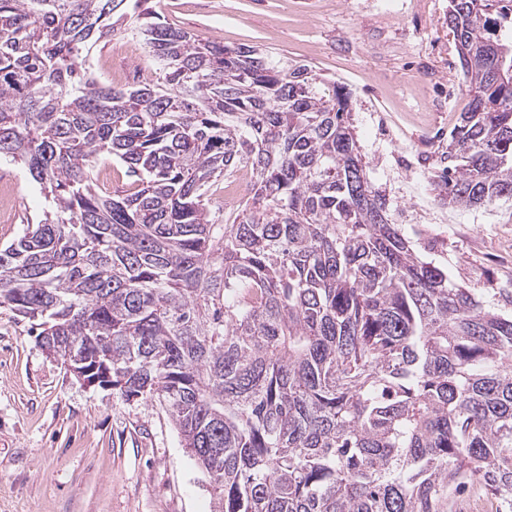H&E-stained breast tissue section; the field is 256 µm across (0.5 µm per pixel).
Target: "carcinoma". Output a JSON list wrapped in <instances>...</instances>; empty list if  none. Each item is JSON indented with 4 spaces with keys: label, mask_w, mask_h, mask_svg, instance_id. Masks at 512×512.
Returning a JSON list of instances; mask_svg holds the SVG:
<instances>
[{
    "label": "carcinoma",
    "mask_w": 512,
    "mask_h": 512,
    "mask_svg": "<svg viewBox=\"0 0 512 512\" xmlns=\"http://www.w3.org/2000/svg\"><path fill=\"white\" fill-rule=\"evenodd\" d=\"M448 27L466 104L434 183L484 206L512 197V0H449ZM129 29L159 77L117 88L83 62ZM351 113L336 81L148 0H0V158L50 201L0 248V306L87 384L163 403L213 512H447L473 482L512 507V314L390 222ZM228 179L224 177V179L218 181L213 189V195L211 196L212 216H215V222L218 224H224L225 218H232L241 209L239 206L235 210L228 209L225 211L224 200L227 206L240 199L242 193L247 190L249 186H251L253 181V174L249 170H242L234 185L229 187L230 194L226 195L224 198V187Z\"/></svg>",
    "instance_id": "1"
}]
</instances>
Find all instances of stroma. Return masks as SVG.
I'll use <instances>...</instances> for the list:
<instances>
[{
	"mask_svg": "<svg viewBox=\"0 0 512 512\" xmlns=\"http://www.w3.org/2000/svg\"><path fill=\"white\" fill-rule=\"evenodd\" d=\"M153 7L201 38L254 45L344 84L391 222L485 306L497 304L495 289L512 288V199L452 210L433 182L442 141L464 106L448 0H153ZM87 66L128 86L156 77L143 38L131 31L93 46ZM0 180L26 199L0 218L1 247L25 233L45 199L17 163L1 160ZM30 328L0 306V512H211L208 481L165 407L83 385Z\"/></svg>",
	"mask_w": 512,
	"mask_h": 512,
	"instance_id": "stroma-1",
	"label": "stroma"
}]
</instances>
